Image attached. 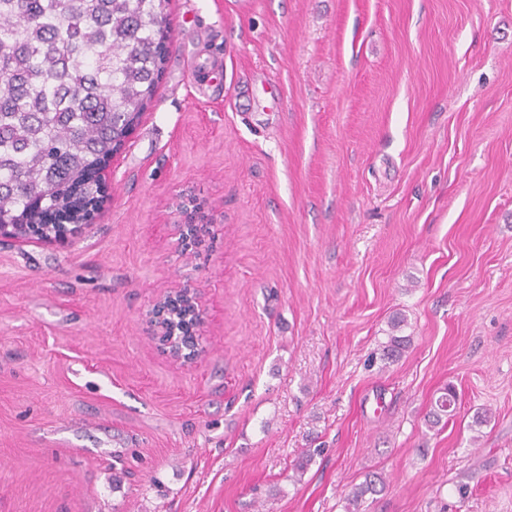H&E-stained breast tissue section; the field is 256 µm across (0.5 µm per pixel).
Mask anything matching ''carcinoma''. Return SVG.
Returning a JSON list of instances; mask_svg holds the SVG:
<instances>
[{"label": "carcinoma", "instance_id": "1", "mask_svg": "<svg viewBox=\"0 0 512 512\" xmlns=\"http://www.w3.org/2000/svg\"><path fill=\"white\" fill-rule=\"evenodd\" d=\"M169 0H0V220L44 224L50 210L78 224V185L99 191L92 173L155 92ZM390 321L382 359L410 344ZM448 387L430 424L454 411ZM378 476L348 494L359 507Z\"/></svg>", "mask_w": 512, "mask_h": 512}]
</instances>
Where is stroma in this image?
Returning <instances> with one entry per match:
<instances>
[{
  "mask_svg": "<svg viewBox=\"0 0 512 512\" xmlns=\"http://www.w3.org/2000/svg\"><path fill=\"white\" fill-rule=\"evenodd\" d=\"M167 13L93 223L0 239V512H512V0ZM173 304L176 305L177 311H171L170 307ZM181 310L185 313V320L191 319L192 336H176L174 324ZM151 322L165 351L186 363H193L198 359L201 349L197 332L204 322V313L194 293L184 290L164 299L152 310ZM405 325V318L397 316L390 321V334L388 341L385 343L382 349V360L387 362H393L399 358L405 349L410 344V336H400L394 334L395 332L401 331ZM444 390L445 392H443L436 400L435 408L428 419V422L434 426L438 425L442 421L443 417H446L447 421V419L452 415L451 413L454 411L456 400L455 391L450 386ZM431 417L432 420L430 419Z\"/></svg>",
  "mask_w": 512,
  "mask_h": 512,
  "instance_id": "obj_1",
  "label": "stroma"
}]
</instances>
